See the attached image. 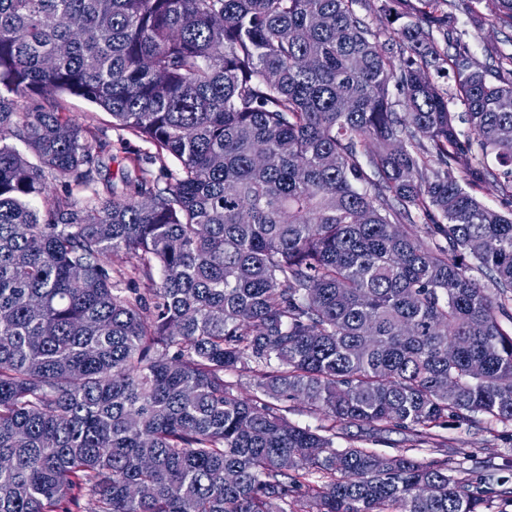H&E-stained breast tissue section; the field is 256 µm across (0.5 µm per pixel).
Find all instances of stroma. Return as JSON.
I'll return each instance as SVG.
<instances>
[{"label": "stroma", "mask_w": 512, "mask_h": 512, "mask_svg": "<svg viewBox=\"0 0 512 512\" xmlns=\"http://www.w3.org/2000/svg\"><path fill=\"white\" fill-rule=\"evenodd\" d=\"M453 25L463 33V40L480 65H487L485 48L493 44L512 52V28L507 26L488 28L476 25L466 10L464 0H454L450 7ZM68 112L77 119H91L93 126L102 130L111 147L102 157L101 177L119 180L122 171L131 170L128 153H148L149 147L126 132L113 128L112 119L105 112L85 99L69 96L65 99ZM336 445L369 448L379 454L394 455L413 450L416 457L424 461L447 459L460 479L483 478L494 488L512 487V423L481 421L472 426H457L448 422L433 429L429 438L422 439L407 431H390L369 434L365 430L351 427L341 430L336 436Z\"/></svg>", "instance_id": "35a3bbf8"}]
</instances>
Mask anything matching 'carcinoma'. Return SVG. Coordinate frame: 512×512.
Returning <instances> with one entry per match:
<instances>
[{"label":"carcinoma","instance_id":"1","mask_svg":"<svg viewBox=\"0 0 512 512\" xmlns=\"http://www.w3.org/2000/svg\"><path fill=\"white\" fill-rule=\"evenodd\" d=\"M357 2L0 0V512L486 507L334 438L512 421V208L471 193L512 198V54L449 52L448 0H377L396 51ZM62 94L159 173L101 192ZM362 4L358 3L354 8L356 13L370 25L373 31H375L379 36V41L381 43H388L390 32L393 28H398L399 23H395L390 25L385 19L384 15L376 13L374 11H370L367 5H364V0H362ZM386 41V42H385ZM429 77L442 87L444 91H448V107L450 111L462 112L464 108L455 97V79L452 72L449 71L447 77L446 70H437L434 67H431L429 69ZM472 193L481 202L492 208L502 210H507L509 208V198L503 195L499 186H496L495 184H483L474 188ZM287 405L289 407L288 419L299 426L310 427L314 430L322 425L331 423L325 419L323 414L312 412L308 405L302 401H290Z\"/></svg>","mask_w":512,"mask_h":512}]
</instances>
